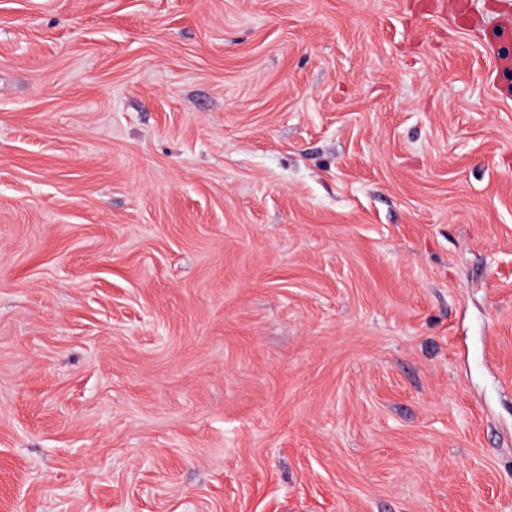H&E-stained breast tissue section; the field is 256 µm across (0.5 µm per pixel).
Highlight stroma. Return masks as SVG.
<instances>
[{"mask_svg": "<svg viewBox=\"0 0 512 512\" xmlns=\"http://www.w3.org/2000/svg\"><path fill=\"white\" fill-rule=\"evenodd\" d=\"M473 2L0 0V512H512Z\"/></svg>", "mask_w": 512, "mask_h": 512, "instance_id": "obj_1", "label": "stroma"}]
</instances>
